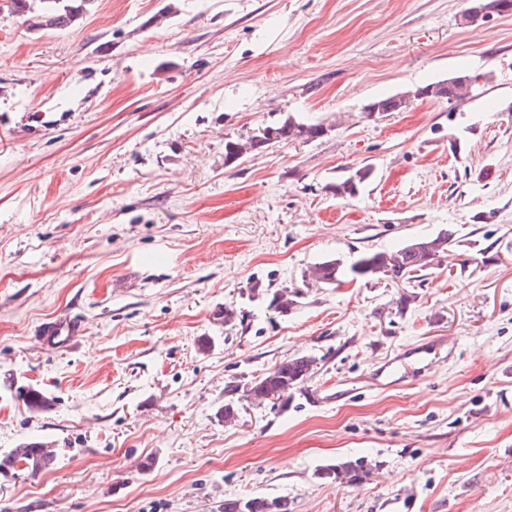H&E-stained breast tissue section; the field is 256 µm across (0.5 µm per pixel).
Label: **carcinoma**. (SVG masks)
Returning <instances> with one entry per match:
<instances>
[{
  "label": "carcinoma",
  "instance_id": "carcinoma-1",
  "mask_svg": "<svg viewBox=\"0 0 512 512\" xmlns=\"http://www.w3.org/2000/svg\"><path fill=\"white\" fill-rule=\"evenodd\" d=\"M91 0H0V12L8 17L23 19L29 28L52 29L67 26L78 20L86 11ZM457 78L464 84L452 88L443 81L426 86L428 97L438 99L450 97L459 101L463 91L469 89L465 81L468 74ZM324 135L321 124H304L289 117L276 126H266L246 142L229 140L226 142L225 160L231 162L247 152L263 149L271 143L288 142L296 139L304 141L319 139ZM372 175L366 165L355 173L336 181L331 190L339 199H350L359 193L360 186ZM456 243L455 232L441 231L432 237L411 240L403 246L389 251L366 253L349 267H342L335 259L316 264L310 279L318 284L332 286L342 276L354 279L371 278L376 275L393 280L408 282L419 278V273L431 268L438 258L449 254ZM300 292L297 289H280L273 294L270 305L280 314L286 315L299 304ZM315 359L298 356L282 361L248 390V396L258 400L276 398L288 399V392L296 389L312 373ZM56 458L55 450L43 442H29L0 454V476L6 478L19 470L36 474L49 468ZM318 476L332 482H358L365 477L361 465L345 462L338 466L323 469ZM224 512H288V502L281 498L254 497L247 500H224Z\"/></svg>",
  "mask_w": 512,
  "mask_h": 512
}]
</instances>
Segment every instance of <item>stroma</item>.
Here are the masks:
<instances>
[{
    "label": "stroma",
    "mask_w": 512,
    "mask_h": 512,
    "mask_svg": "<svg viewBox=\"0 0 512 512\" xmlns=\"http://www.w3.org/2000/svg\"><path fill=\"white\" fill-rule=\"evenodd\" d=\"M471 5L92 0L58 29L0 16V454L56 451L0 477V512L257 496L512 512V13L470 23ZM463 72L489 80L451 105L364 112ZM289 117L328 132L225 162L227 141ZM366 164L360 193L336 198ZM448 228L452 254L416 281H305ZM286 286L303 296L283 316L269 300ZM63 313L77 340L38 344ZM303 355L314 370L287 401L246 397ZM395 358L406 378L373 385ZM344 461L367 478H318ZM372 167L366 165L355 173L349 176L339 179L336 183L331 185V190L339 199H350L355 197L359 193L360 186L368 180L372 175ZM56 458L54 448L43 442H29L0 454V476L12 477L19 470L36 474L49 468Z\"/></svg>",
    "instance_id": "35a3bbf8"
}]
</instances>
